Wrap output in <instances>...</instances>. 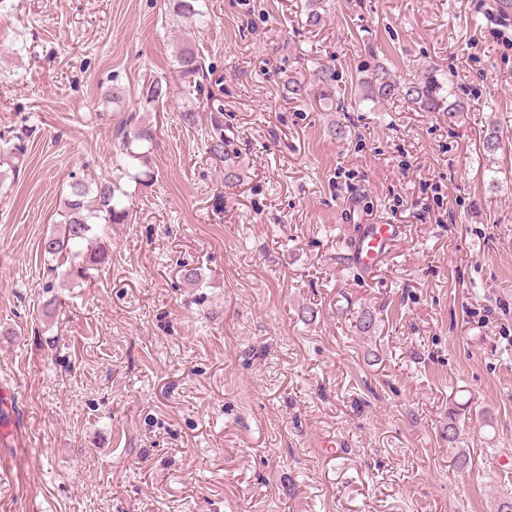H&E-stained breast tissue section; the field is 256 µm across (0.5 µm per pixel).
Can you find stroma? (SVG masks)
Wrapping results in <instances>:
<instances>
[{
  "instance_id": "1",
  "label": "stroma",
  "mask_w": 512,
  "mask_h": 512,
  "mask_svg": "<svg viewBox=\"0 0 512 512\" xmlns=\"http://www.w3.org/2000/svg\"><path fill=\"white\" fill-rule=\"evenodd\" d=\"M305 3L204 0L199 25L168 0H0V133L32 132L0 184V458L15 460L0 512H496L512 497V49L493 0H328L317 26ZM183 44L205 64L196 90ZM329 56L343 112L310 81ZM431 68L469 112L363 97L375 70ZM154 80L166 95L149 103ZM131 115L151 135L140 161L115 147ZM216 116L230 182L206 150ZM104 178L133 210L110 266L45 290L41 243L70 183ZM370 222L403 234L364 274L350 246ZM330 431L346 446L328 461ZM176 63L179 75L184 83L189 87L194 84V88H199L200 79H204V66L198 54L189 46H181L176 52Z\"/></svg>"
}]
</instances>
